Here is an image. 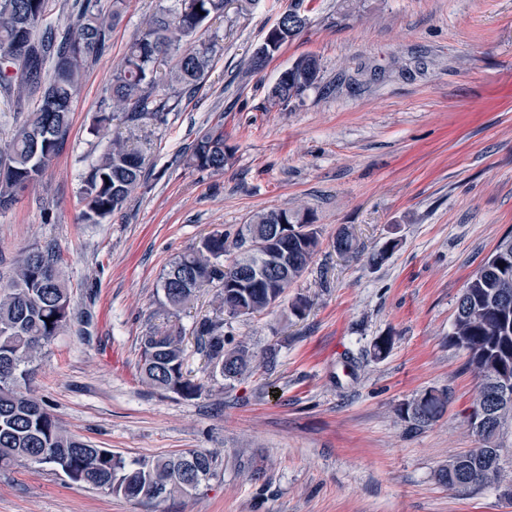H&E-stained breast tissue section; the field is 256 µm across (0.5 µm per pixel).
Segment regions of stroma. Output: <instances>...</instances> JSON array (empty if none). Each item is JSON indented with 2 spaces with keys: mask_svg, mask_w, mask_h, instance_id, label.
Listing matches in <instances>:
<instances>
[{
  "mask_svg": "<svg viewBox=\"0 0 512 512\" xmlns=\"http://www.w3.org/2000/svg\"><path fill=\"white\" fill-rule=\"evenodd\" d=\"M128 0L89 67L70 129L42 181L0 211V280L34 247L62 257L74 321L38 364L33 387L71 433L130 459L184 450L223 465L189 496L152 504L71 485L46 469L0 470V512H512L501 488L449 489L436 473L480 447L463 418L476 378L448 342L456 302L497 243L512 235V0H305L308 28L259 73L249 59L290 0L228 4L221 48L195 93L157 124L145 178L100 224L80 220L84 174L111 130L93 134L103 89L158 5ZM317 83L282 105L268 89L298 58ZM223 128L222 171L188 163L196 138ZM309 212L320 237L285 303L225 318L255 354L238 380L208 379L186 338V366L205 390L183 400L142 382L150 325L190 329L212 315L214 289L166 316L164 267L212 232L235 238L255 213ZM360 246L345 258L336 233ZM398 245L381 264L374 252ZM307 298L303 317L287 305ZM392 339L374 359L375 338ZM448 407L415 429L399 408L425 390Z\"/></svg>",
  "mask_w": 512,
  "mask_h": 512,
  "instance_id": "35a3bbf8",
  "label": "stroma"
}]
</instances>
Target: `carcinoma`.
I'll use <instances>...</instances> for the list:
<instances>
[{
  "instance_id": "1",
  "label": "carcinoma",
  "mask_w": 512,
  "mask_h": 512,
  "mask_svg": "<svg viewBox=\"0 0 512 512\" xmlns=\"http://www.w3.org/2000/svg\"><path fill=\"white\" fill-rule=\"evenodd\" d=\"M127 0H73L74 28L61 33L47 22L52 0H0V93L32 101L31 117L0 148V211L11 208L21 192L39 183L57 157L70 128L73 98L91 60L106 48L109 32L123 20ZM229 0H176L161 6L130 44L124 65L112 76L92 132L100 133L116 115L130 132L149 122H161L179 106L180 93H191L208 71L219 46L218 36L204 38L202 28L224 16ZM309 20L271 32L272 41L258 46L262 58L250 60L262 71L282 46L299 36ZM174 62L165 72V84L174 93L161 92L157 67ZM316 57L304 56L286 69L287 77L274 83L269 96L280 104L301 98L319 78ZM227 155L224 130L212 129L197 138L189 165L199 170H224ZM145 176L144 158L130 139L115 137L83 177L85 221L97 224L121 210ZM298 221L308 228L288 244V267L272 279H246L245 269L258 264L262 252L252 249L247 233L239 231L229 242L224 234L202 237L178 255L161 276V307L177 312L198 294L218 287L220 313L230 316L263 315L280 305L290 284L312 261L320 247L318 231L297 210L278 209L256 214L251 223L263 227ZM509 247L508 265L494 257L466 282L463 305L455 313L448 342L465 351L467 365L478 379L474 403L493 406L490 383L502 374L512 376V237L496 249ZM336 250L357 253L352 232L341 228ZM74 318L73 299L61 258L56 251L21 253L13 274L0 284V469L18 465L47 468L70 483L117 497L150 502L163 497L190 495L213 477L216 455L188 450L152 459H128L110 448L65 430L46 400L32 389L34 364ZM206 368L222 367L223 380L244 375L255 360L244 344L224 336V319L204 317L191 331ZM181 328H149L140 340L141 379L150 387L180 399L201 396L204 385L185 369L186 349ZM448 393L430 389L405 403L399 416L426 427L444 413ZM512 411L485 426V445L458 455L441 467L440 484L450 489L484 485V471L500 465L501 449L493 446Z\"/></svg>"
}]
</instances>
